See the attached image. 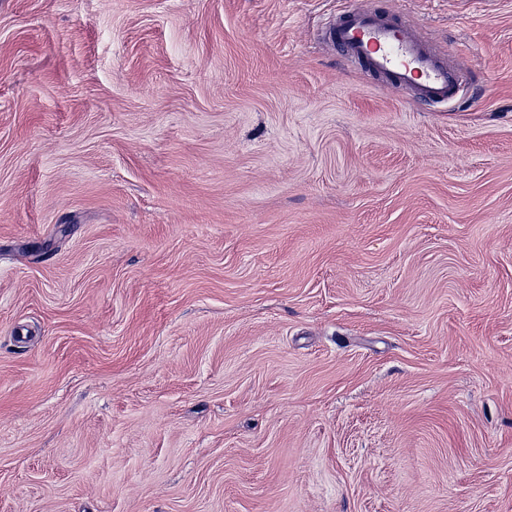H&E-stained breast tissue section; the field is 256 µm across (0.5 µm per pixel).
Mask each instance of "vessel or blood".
I'll use <instances>...</instances> for the list:
<instances>
[{
  "label": "vessel or blood",
  "instance_id": "vessel-or-blood-1",
  "mask_svg": "<svg viewBox=\"0 0 512 512\" xmlns=\"http://www.w3.org/2000/svg\"><path fill=\"white\" fill-rule=\"evenodd\" d=\"M323 38L352 66L430 108L454 100L471 72L468 63L438 56L411 27L373 8L345 9Z\"/></svg>",
  "mask_w": 512,
  "mask_h": 512
}]
</instances>
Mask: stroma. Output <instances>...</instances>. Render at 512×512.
Instances as JSON below:
<instances>
[{"label":"stroma","instance_id":"1","mask_svg":"<svg viewBox=\"0 0 512 512\" xmlns=\"http://www.w3.org/2000/svg\"><path fill=\"white\" fill-rule=\"evenodd\" d=\"M0 0V512H512V0ZM323 38L352 66L430 108L454 100L471 72L468 63L438 56L411 27L375 8L348 7Z\"/></svg>","mask_w":512,"mask_h":512}]
</instances>
